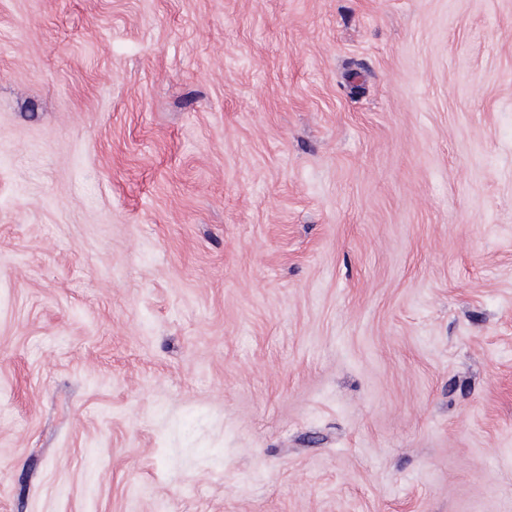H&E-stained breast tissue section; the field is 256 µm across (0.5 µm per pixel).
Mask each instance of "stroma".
I'll use <instances>...</instances> for the list:
<instances>
[{
  "instance_id": "obj_1",
  "label": "stroma",
  "mask_w": 512,
  "mask_h": 512,
  "mask_svg": "<svg viewBox=\"0 0 512 512\" xmlns=\"http://www.w3.org/2000/svg\"><path fill=\"white\" fill-rule=\"evenodd\" d=\"M0 512H512V0H0Z\"/></svg>"
}]
</instances>
